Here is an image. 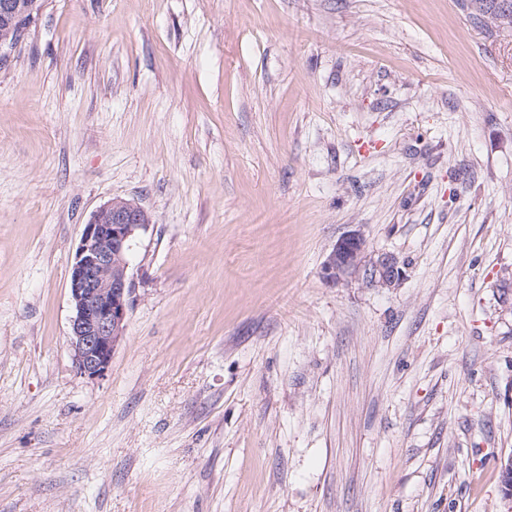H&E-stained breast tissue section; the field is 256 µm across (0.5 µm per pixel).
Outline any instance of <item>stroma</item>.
Returning a JSON list of instances; mask_svg holds the SVG:
<instances>
[{
  "mask_svg": "<svg viewBox=\"0 0 512 512\" xmlns=\"http://www.w3.org/2000/svg\"><path fill=\"white\" fill-rule=\"evenodd\" d=\"M151 215L105 376L68 270ZM405 264L326 282L336 241ZM512 24L45 0L0 63V512H512Z\"/></svg>",
  "mask_w": 512,
  "mask_h": 512,
  "instance_id": "35a3bbf8",
  "label": "stroma"
}]
</instances>
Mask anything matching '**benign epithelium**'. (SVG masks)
Listing matches in <instances>:
<instances>
[{
	"label": "benign epithelium",
	"mask_w": 512,
	"mask_h": 512,
	"mask_svg": "<svg viewBox=\"0 0 512 512\" xmlns=\"http://www.w3.org/2000/svg\"><path fill=\"white\" fill-rule=\"evenodd\" d=\"M35 11L36 6L24 0H0V57L9 53L15 20ZM150 224L152 216L144 207L114 198L94 210L83 225L69 269L70 347L81 376L99 378L110 367L133 293L129 254L139 232ZM322 276L333 283L361 278L371 286L390 288L403 280L405 263L392 253H367L363 236L350 232L327 255Z\"/></svg>",
	"instance_id": "obj_1"
}]
</instances>
